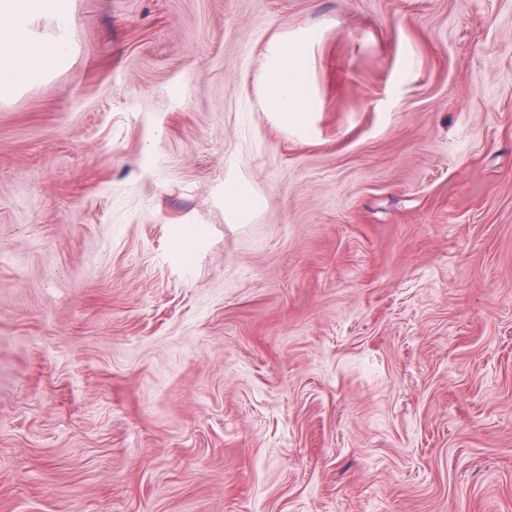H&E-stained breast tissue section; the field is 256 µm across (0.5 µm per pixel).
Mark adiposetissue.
<instances>
[{"mask_svg": "<svg viewBox=\"0 0 512 512\" xmlns=\"http://www.w3.org/2000/svg\"><path fill=\"white\" fill-rule=\"evenodd\" d=\"M67 0H0V100L11 98L24 84H33L59 66L68 51L64 38H36L33 20L41 15L65 17ZM311 36L298 29L292 36L273 37L259 65L256 83L267 112L285 128L305 129L315 109L308 75L316 60Z\"/></svg>", "mask_w": 512, "mask_h": 512, "instance_id": "adipose-tissue-1", "label": "adipose tissue"}]
</instances>
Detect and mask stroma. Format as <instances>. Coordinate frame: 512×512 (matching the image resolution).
Here are the masks:
<instances>
[{"label":"stroma","mask_w":512,"mask_h":512,"mask_svg":"<svg viewBox=\"0 0 512 512\" xmlns=\"http://www.w3.org/2000/svg\"><path fill=\"white\" fill-rule=\"evenodd\" d=\"M68 7L0 101V512H512V0ZM311 40L303 27L290 37L274 36L257 71L265 110L286 129L304 130L310 112L315 111V95L308 81L316 64L309 52ZM225 215L231 223H242L256 207L255 199L238 182L224 184Z\"/></svg>","instance_id":"35a3bbf8"}]
</instances>
